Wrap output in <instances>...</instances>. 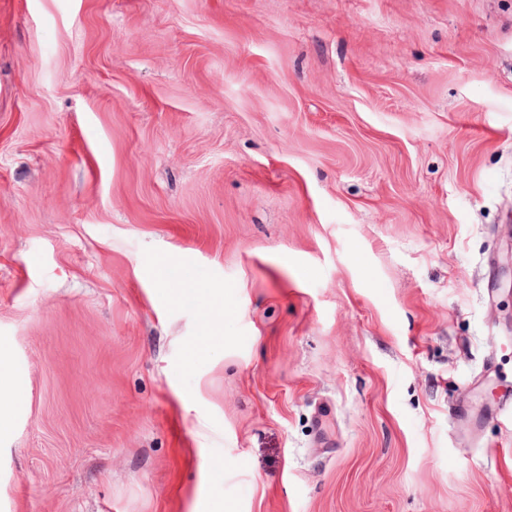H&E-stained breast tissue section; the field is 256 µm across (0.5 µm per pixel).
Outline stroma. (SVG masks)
Segmentation results:
<instances>
[{
	"label": "stroma",
	"instance_id": "1",
	"mask_svg": "<svg viewBox=\"0 0 512 512\" xmlns=\"http://www.w3.org/2000/svg\"><path fill=\"white\" fill-rule=\"evenodd\" d=\"M0 357V512H512V0H0ZM24 401L22 394L19 392L14 383L11 371L1 365L0 366V434L9 430L11 417L13 412Z\"/></svg>",
	"mask_w": 512,
	"mask_h": 512
}]
</instances>
